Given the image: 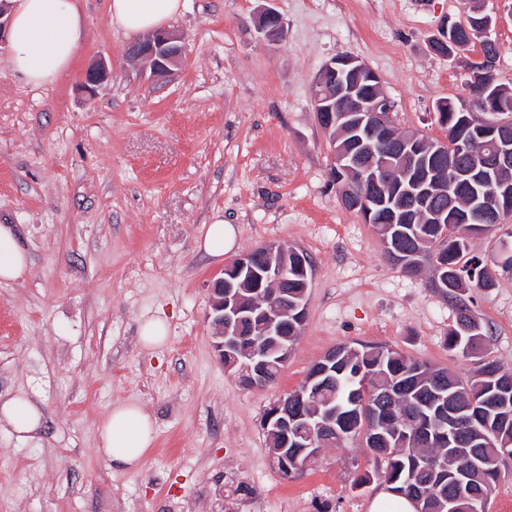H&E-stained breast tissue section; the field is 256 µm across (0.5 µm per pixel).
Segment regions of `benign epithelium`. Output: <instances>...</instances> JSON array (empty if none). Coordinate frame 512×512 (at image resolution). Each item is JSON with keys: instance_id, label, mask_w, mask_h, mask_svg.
Returning <instances> with one entry per match:
<instances>
[{"instance_id": "benign-epithelium-1", "label": "benign epithelium", "mask_w": 512, "mask_h": 512, "mask_svg": "<svg viewBox=\"0 0 512 512\" xmlns=\"http://www.w3.org/2000/svg\"><path fill=\"white\" fill-rule=\"evenodd\" d=\"M256 24L263 39L271 44L280 42L287 33L283 16L272 7H265L259 12ZM495 27L496 20L492 14L484 13L468 42L452 43L455 53L468 55L467 73L481 78L479 90L484 98L483 107L481 114H472L471 123L478 125L483 135L493 144L492 149L483 156L481 167L457 170L452 178L448 177L446 171L433 170L425 174L422 193L406 188L388 197L382 192L383 183L388 181L386 171L376 167L373 146L364 144V139L359 137L357 144L365 146V149L352 154L350 163L364 173L372 174L370 192L357 196L355 205L365 223H370L372 215L381 208L392 224L402 214L417 206L426 208L436 224H484L490 218V213L502 210L503 202L499 199L493 207L488 204L481 176L478 175L480 171L512 167V119L501 115L497 93L492 91L497 81L496 64L482 52V47L495 42ZM182 53L179 37L165 29L156 31L150 38L128 48V55L148 67L153 78L168 76L172 67L178 64ZM109 75L107 62L101 58L86 70L82 87L87 93H94L108 81ZM313 105L316 116L322 120L321 127L327 131L339 123L344 126L353 124V133L363 131L371 136L383 134L391 128L392 104L383 92L380 77L352 56L339 55L322 65L313 83ZM409 145L417 151L429 146L438 155L448 154L446 141L429 144L414 138H400L389 144V147L398 150ZM462 193L469 197L467 211L464 213L456 208ZM230 268L236 271V275L243 274L245 278L233 285L219 277L212 281L209 296L213 346L221 360L227 349L238 345L242 320L255 315L271 323L275 321L271 308L260 305L252 308L241 306L237 290L245 285L260 288L271 280L278 281L282 279V273L288 269V265L269 264L258 270L248 253L235 259ZM303 428L307 430V436L299 446L306 449L315 446L316 441L324 440L331 426L326 419L311 423L306 416L288 411V403L284 401L264 421V430L269 434L286 435Z\"/></svg>"}]
</instances>
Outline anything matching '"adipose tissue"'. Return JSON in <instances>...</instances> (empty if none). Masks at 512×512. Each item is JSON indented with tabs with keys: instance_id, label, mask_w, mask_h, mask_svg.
<instances>
[{
	"instance_id": "obj_1",
	"label": "adipose tissue",
	"mask_w": 512,
	"mask_h": 512,
	"mask_svg": "<svg viewBox=\"0 0 512 512\" xmlns=\"http://www.w3.org/2000/svg\"><path fill=\"white\" fill-rule=\"evenodd\" d=\"M184 0H110L108 19L124 36L136 37L160 28L181 13ZM82 36L76 0H14L9 42L12 70L34 86L54 82L66 73ZM30 258L14 225L0 224V281L24 278ZM42 410L27 397L0 398V424L18 439H33ZM100 446L110 465L125 470L142 465L155 438L154 421L140 404H112L98 426Z\"/></svg>"
}]
</instances>
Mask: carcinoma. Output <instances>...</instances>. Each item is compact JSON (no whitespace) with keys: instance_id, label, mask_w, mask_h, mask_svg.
Here are the masks:
<instances>
[{"instance_id":"obj_1","label":"carcinoma","mask_w":512,"mask_h":512,"mask_svg":"<svg viewBox=\"0 0 512 512\" xmlns=\"http://www.w3.org/2000/svg\"><path fill=\"white\" fill-rule=\"evenodd\" d=\"M467 158L475 161L488 150L486 139L477 128L468 130L462 141ZM332 182L337 190L354 187L362 190L356 175L335 167ZM372 227L388 238L387 256L411 273L423 262L431 264L433 284L455 303L457 311H471L463 298L468 288H491L495 282L483 272L484 265L467 253L465 227L461 224H430L420 215L405 224H386L382 213L372 220ZM471 262L475 277L462 281L459 266ZM309 279L299 262L288 258V280L253 291L240 292L241 304L252 306L262 299L263 305H274L281 315L278 335L267 337L258 345L267 362L262 386L272 385L281 373V346L293 345L306 321ZM470 334L459 328L448 334V346L479 361L475 378L460 379L446 367H435L418 361L402 351L377 343H340L344 353L336 359L332 380H304L288 393L294 404L307 413L320 408L333 415L335 431L322 444L324 448H346L358 442L369 450L375 461L384 465V479L393 489L417 501L422 512H448V496L456 494L448 484V474L464 462V449L479 451V468L462 489L456 512H486L487 501L502 478L512 473V369L504 368L489 357L490 328L475 315L469 318ZM261 333L257 320L241 324V339L232 356L224 357V365L233 367L240 381L253 386L257 370L246 351L254 346ZM384 395L393 409L389 417L376 413L374 400ZM463 410L469 429L464 431L459 447L453 452L444 433L448 428V403ZM272 460L284 478L303 471L311 460L298 454L293 442L278 435L267 436ZM288 447H283V444Z\"/></svg>"}]
</instances>
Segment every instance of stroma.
I'll list each match as a JSON object with an SVG mask.
<instances>
[{"instance_id":"1","label":"stroma","mask_w":512,"mask_h":512,"mask_svg":"<svg viewBox=\"0 0 512 512\" xmlns=\"http://www.w3.org/2000/svg\"><path fill=\"white\" fill-rule=\"evenodd\" d=\"M108 3L78 0L82 39L54 83L28 84L0 47V224L16 225L30 257L24 279L0 283V395L44 413L27 443L0 425V512H369L383 463L353 443L282 478L265 410L341 342L387 345L464 380L477 363L448 346L452 302L427 273L390 263L342 205L312 85L325 62L353 56L379 75L396 128L444 139L436 106L467 100L466 70L429 40L464 20V0H275L287 35L274 45L255 27L265 0H185L166 24L185 55L161 81L127 60ZM486 9L498 78L512 85V0ZM99 58L110 79L91 98L82 78ZM217 215L237 229L220 261L197 248ZM268 243L309 257L307 318L279 380L248 388L213 348L208 284ZM510 245L512 217L467 240L488 264ZM466 297L491 329V357L512 368V272ZM157 314L170 331L152 354L138 328ZM119 401L155 419L143 464L126 471L98 438ZM241 481L249 495L236 494Z\"/></svg>"}]
</instances>
